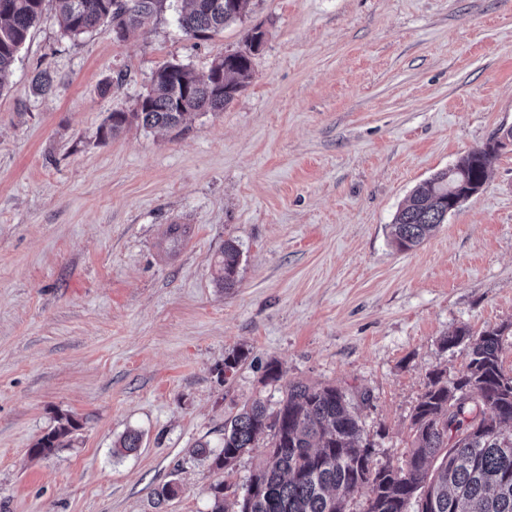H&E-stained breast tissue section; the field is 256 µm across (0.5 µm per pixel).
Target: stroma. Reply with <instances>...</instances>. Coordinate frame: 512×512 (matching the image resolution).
I'll use <instances>...</instances> for the list:
<instances>
[{
	"label": "stroma",
	"mask_w": 512,
	"mask_h": 512,
	"mask_svg": "<svg viewBox=\"0 0 512 512\" xmlns=\"http://www.w3.org/2000/svg\"><path fill=\"white\" fill-rule=\"evenodd\" d=\"M54 8L0 84V512H209L211 485L242 487L263 450L227 473L192 447L296 380L368 393L374 461L395 466L430 373L467 362L446 336L506 326L512 373V147L421 245L390 242L416 185L512 126V0H251L208 40L172 6L123 41L69 38ZM257 25L224 111L100 140L160 66L205 72ZM172 224L190 237L170 242ZM228 241L231 289L214 267ZM63 416L70 445L33 456ZM130 430L138 451L113 455ZM239 257V248L232 241L226 242L220 250L216 260V281L221 288L230 289L236 286Z\"/></svg>",
	"instance_id": "35a3bbf8"
}]
</instances>
